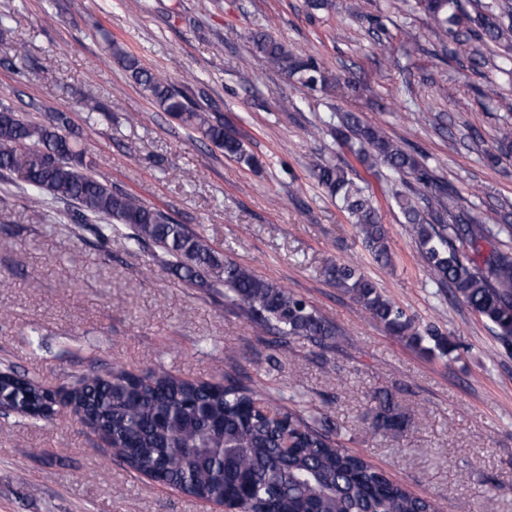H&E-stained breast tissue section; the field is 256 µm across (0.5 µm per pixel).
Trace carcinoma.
<instances>
[{"mask_svg":"<svg viewBox=\"0 0 512 512\" xmlns=\"http://www.w3.org/2000/svg\"><path fill=\"white\" fill-rule=\"evenodd\" d=\"M397 10L421 11L441 51L479 72L490 65L512 80V0H393ZM253 49L274 70L314 89L327 76L311 56L297 53L268 31L251 34ZM112 55L160 111L199 133L225 156L251 169L253 155L235 132L211 120L182 90L161 79L112 43ZM357 162L384 166L414 181L392 196L418 244L430 275L446 283L475 314L490 323L497 339L512 347V253H482V243L512 234V211L502 205L500 223L482 224L457 193L440 181L418 155L386 136L359 112L338 113L333 127ZM97 159L78 148L77 132L65 112L50 125L34 122L0 102V176L20 188L32 208L67 205L66 228L89 232L98 244L112 242L118 226L128 229V248L152 246L184 283L224 289L254 328L273 336L276 354L305 339L318 346L339 335L309 302L247 267L225 258L202 234L179 224L138 196L100 179ZM318 184L342 203L362 244L380 265L391 263L388 230L367 188L349 169L318 159L310 166ZM360 309L399 341L426 354L448 355L453 344L434 325L421 326L387 298L353 262L328 268ZM0 379L3 414L22 413L55 394L34 377ZM79 405L136 475H154L194 499L243 497L247 512H440L437 504L389 479L365 456L347 448L341 426L328 416L306 420L277 403L270 392L232 377L190 379L162 367L136 375L126 370H90L77 378ZM372 428L406 431L409 418L394 394L371 396Z\"/></svg>","mask_w":512,"mask_h":512,"instance_id":"cac0c4a2","label":"carcinoma"}]
</instances>
